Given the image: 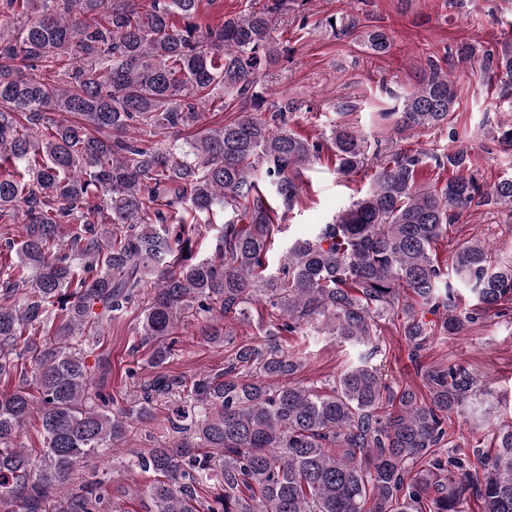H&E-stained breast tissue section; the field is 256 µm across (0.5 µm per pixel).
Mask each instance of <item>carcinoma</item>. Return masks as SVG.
Returning <instances> with one entry per match:
<instances>
[{"label":"carcinoma","instance_id":"obj_1","mask_svg":"<svg viewBox=\"0 0 512 512\" xmlns=\"http://www.w3.org/2000/svg\"><path fill=\"white\" fill-rule=\"evenodd\" d=\"M288 2L249 3L202 27L201 0H0V222L22 225L0 234V380L19 375L0 393V512H92L109 495L105 480L63 496L60 487L80 463L118 450L162 398L174 403L175 436L128 461L158 476L143 491L147 512H200L197 488L210 481L223 494L208 512H465L471 494L481 512H512V424L492 430L480 475L448 440L452 415H491L488 384L450 363L426 371L421 398L392 392L371 363L391 316L417 360L431 337L512 303V258L451 237L473 207L511 209L512 176L485 188L463 173L464 149L372 154L363 133L337 125L336 171L357 174L374 158L370 188L268 271L281 231L273 203H294L295 173L323 150L256 115L264 100L253 85L280 54L272 26ZM363 40L374 55L391 47L381 28ZM478 55L512 95V43L448 49L459 62ZM455 100L430 59L389 116L400 133L440 128ZM228 102L237 115L203 127L206 111ZM190 129L197 136L182 138ZM427 165L456 175L425 186ZM217 214L215 256L196 261L189 231ZM150 278L140 336L155 374L112 411L88 332ZM459 288L471 309H458ZM257 302L274 318L262 345L239 347L190 387L163 372L185 319L202 318L203 341L223 346L228 319ZM441 308L440 324L425 320ZM304 329L336 337L357 361L324 387L293 383L302 357L278 336ZM35 414L37 457L19 442Z\"/></svg>","mask_w":512,"mask_h":512}]
</instances>
